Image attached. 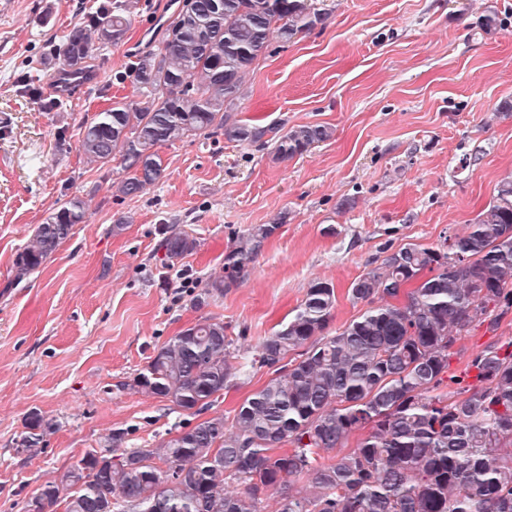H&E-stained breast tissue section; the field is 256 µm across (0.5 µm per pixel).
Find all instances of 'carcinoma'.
<instances>
[{"label": "carcinoma", "instance_id": "1", "mask_svg": "<svg viewBox=\"0 0 512 512\" xmlns=\"http://www.w3.org/2000/svg\"><path fill=\"white\" fill-rule=\"evenodd\" d=\"M135 0L89 7L58 49L61 75L83 79L95 46L118 47ZM316 0H182L160 46L138 54V95L114 101L80 127L78 151L100 166L119 161L117 195L136 197L165 175L158 149L220 131L230 143L273 145L286 161L333 136L319 123L286 128L235 118L245 78L272 37L288 43L323 22ZM86 219L71 196L35 227L14 260V282L40 269ZM274 223L225 256L228 279L194 296L196 308L248 272ZM197 247L168 231L164 260ZM368 308L331 330L335 288L314 281L287 322L247 362L272 377L235 409L216 413L154 448L92 450L67 472L69 492L48 482L25 512H512V351L488 346L464 375L450 358L471 327L499 324L512 308V179H504L463 236L403 246L349 288ZM224 322L204 319L172 336L132 387L192 415L209 410L233 375ZM459 386L440 391L445 381ZM54 424L32 411L16 440L35 448Z\"/></svg>", "mask_w": 512, "mask_h": 512}]
</instances>
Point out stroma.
<instances>
[{
  "label": "stroma",
  "instance_id": "35a3bbf8",
  "mask_svg": "<svg viewBox=\"0 0 512 512\" xmlns=\"http://www.w3.org/2000/svg\"><path fill=\"white\" fill-rule=\"evenodd\" d=\"M322 24L274 47L251 68L238 118L260 125L322 123L329 141L276 162L267 146L223 137L159 150L165 176L117 197L119 165H87L85 119L137 96L136 53L153 47L175 0H138L125 44L97 50L96 73L57 81L44 61L83 15L80 0H0V512H24L45 483H62L86 452L165 438L197 416L132 389L155 350L204 318L224 322L235 363L286 322L312 281L334 285L333 327L362 314L353 281L407 244L462 235L512 175V0H317ZM501 27L480 32L489 10ZM30 70L46 112L14 77ZM85 223L36 273L13 284V263L37 224L72 195ZM126 219L113 233L116 219ZM276 224L247 275L203 308L193 294L224 275V256ZM196 250L166 266L168 228ZM512 343V310L497 330L473 327L450 371L484 347ZM56 423L39 447L15 441L32 410Z\"/></svg>",
  "mask_w": 512,
  "mask_h": 512
}]
</instances>
